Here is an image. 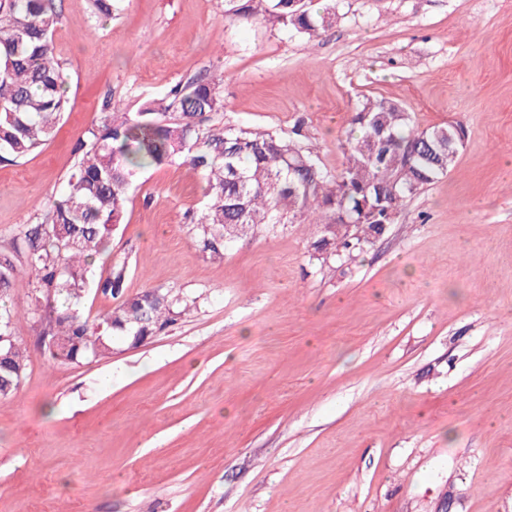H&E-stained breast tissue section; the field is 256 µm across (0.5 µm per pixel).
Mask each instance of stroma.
Wrapping results in <instances>:
<instances>
[{
  "mask_svg": "<svg viewBox=\"0 0 512 512\" xmlns=\"http://www.w3.org/2000/svg\"><path fill=\"white\" fill-rule=\"evenodd\" d=\"M72 110L0 163V248L44 221L104 99L136 111L208 74L214 122L300 130L341 170L364 97L418 130L462 124L448 174L408 199L366 253L320 266L319 224L204 256L183 166L143 171L110 256L127 295L197 301L137 347L54 364L28 313L18 392L0 400V512H512V0H341L308 40L226 17L224 0H56Z\"/></svg>",
  "mask_w": 512,
  "mask_h": 512,
  "instance_id": "obj_1",
  "label": "stroma"
}]
</instances>
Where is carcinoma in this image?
<instances>
[{
    "mask_svg": "<svg viewBox=\"0 0 512 512\" xmlns=\"http://www.w3.org/2000/svg\"><path fill=\"white\" fill-rule=\"evenodd\" d=\"M98 20L112 18L117 0H89ZM224 15L242 23L258 17L312 38L336 22V4L312 0H224ZM55 0H0V163L17 162L46 144L67 111L66 80L55 59ZM99 121L75 152L77 162L47 214L23 230L22 247L0 249V335L13 334L17 258L35 273L27 310L38 316L45 346L61 365L112 354L114 337L156 336L190 310L191 300L166 289L127 298L128 258L110 260L96 282L117 304L94 319L81 301L92 263L123 223L129 188L141 170L179 162L204 182L203 208L186 217L200 251L214 261L238 239L286 224H320L311 257L343 264L378 240V225L404 202L448 174L465 140L460 124L418 131L405 108L384 98L361 101L337 174L300 141L268 131L211 123L224 111L218 82L208 77L174 86L135 112L102 105ZM356 221V236L339 225ZM27 349L15 340L0 349V398L12 397L25 376Z\"/></svg>",
    "mask_w": 512,
    "mask_h": 512,
    "instance_id": "obj_1",
    "label": "carcinoma"
}]
</instances>
